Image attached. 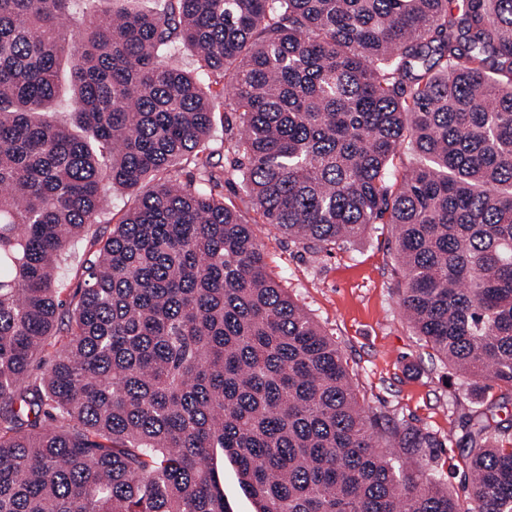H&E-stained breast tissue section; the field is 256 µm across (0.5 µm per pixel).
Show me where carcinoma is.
Instances as JSON below:
<instances>
[{
	"instance_id": "obj_1",
	"label": "carcinoma",
	"mask_w": 512,
	"mask_h": 512,
	"mask_svg": "<svg viewBox=\"0 0 512 512\" xmlns=\"http://www.w3.org/2000/svg\"><path fill=\"white\" fill-rule=\"evenodd\" d=\"M96 2L0 0V512H227L221 456L257 512H512V417L469 416L461 504L220 191L314 252L394 225L416 334L512 389V0ZM112 187L137 202L106 234ZM211 147L217 150L213 158V163H216L217 169L227 164V157L224 156V112H216L214 118V125L211 131Z\"/></svg>"
}]
</instances>
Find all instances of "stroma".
Masks as SVG:
<instances>
[{"instance_id": "1", "label": "stroma", "mask_w": 512, "mask_h": 512, "mask_svg": "<svg viewBox=\"0 0 512 512\" xmlns=\"http://www.w3.org/2000/svg\"><path fill=\"white\" fill-rule=\"evenodd\" d=\"M252 225L272 278L336 341L359 403L439 442L426 461L449 491L466 498L462 426L475 410L512 411V390L479 388L417 336L401 303L391 225L374 224L354 244L312 253L261 221L243 192L225 189Z\"/></svg>"}]
</instances>
